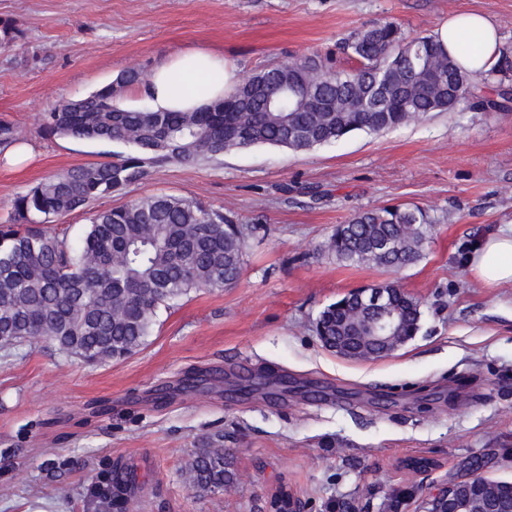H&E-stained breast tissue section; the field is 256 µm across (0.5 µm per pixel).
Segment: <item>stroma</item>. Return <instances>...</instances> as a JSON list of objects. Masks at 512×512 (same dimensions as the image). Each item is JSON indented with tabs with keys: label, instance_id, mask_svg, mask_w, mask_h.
Here are the masks:
<instances>
[{
	"label": "stroma",
	"instance_id": "stroma-1",
	"mask_svg": "<svg viewBox=\"0 0 512 512\" xmlns=\"http://www.w3.org/2000/svg\"><path fill=\"white\" fill-rule=\"evenodd\" d=\"M464 10L487 13L512 52V0H0V121L34 154L0 164V224L38 182L124 150L45 134L39 117L58 101L132 68L151 75L188 49L223 55L243 78L336 51L365 26L428 35ZM158 193L249 228L242 276L161 310L123 360L89 365L46 341L0 349V512H93L92 485L119 465L132 473L122 512H268L282 488L302 512H419L471 466L512 481V287H480L465 266L479 239L512 222V107L463 102L305 151L168 164L103 204ZM397 204L433 222L418 263L391 273L336 261L337 225ZM388 279L419 302V333L375 360L326 350L319 312ZM189 375L197 387L182 388ZM244 375L253 391L233 396ZM207 446L236 479L198 494L186 469ZM411 458L436 467L415 474Z\"/></svg>",
	"mask_w": 512,
	"mask_h": 512
}]
</instances>
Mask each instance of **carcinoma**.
I'll use <instances>...</instances> for the list:
<instances>
[{
	"mask_svg": "<svg viewBox=\"0 0 512 512\" xmlns=\"http://www.w3.org/2000/svg\"><path fill=\"white\" fill-rule=\"evenodd\" d=\"M349 64L331 55L262 68L243 78L224 98V112H167L122 107L105 87L91 94L98 111L72 112L64 101L40 117L49 135L125 143L133 151L117 160L69 170L37 183L13 202L16 222L0 224V348L33 337L88 364L124 359L150 336L160 308L192 291L237 283L244 264V228L224 212L172 194H155L124 206L92 212L80 242L67 243L48 224L144 179L163 164H186L254 146L295 151L329 144L356 132L379 134L432 112H450L470 99L484 111L512 101L502 76L512 60L502 53L486 71L463 69L435 48L429 36L409 38L394 23L353 32L343 43ZM388 87L384 107L361 90ZM431 221L417 205L360 211L332 234L329 249L347 266L374 264L389 271L423 254ZM411 239L396 251L371 258L380 237ZM393 290L405 330L419 332L420 304ZM344 310L329 304L315 321L325 343L341 335ZM187 481L208 493L235 481L224 449L199 448ZM105 509L122 503L121 478L96 481ZM507 481H473L462 498L478 499L475 512H490L508 494Z\"/></svg>",
	"mask_w": 512,
	"mask_h": 512,
	"instance_id": "obj_1",
	"label": "carcinoma"
}]
</instances>
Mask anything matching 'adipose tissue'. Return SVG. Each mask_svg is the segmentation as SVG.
Returning a JSON list of instances; mask_svg holds the SVG:
<instances>
[{
  "label": "adipose tissue",
  "instance_id": "adipose-tissue-1",
  "mask_svg": "<svg viewBox=\"0 0 512 512\" xmlns=\"http://www.w3.org/2000/svg\"><path fill=\"white\" fill-rule=\"evenodd\" d=\"M432 37L462 68L471 71L488 70L498 58L497 26L478 11L449 15ZM235 83L233 69L222 55L189 49L157 66L140 91L153 108L186 112L224 97ZM467 268L485 287L512 285V225L500 227L477 243L467 257Z\"/></svg>",
  "mask_w": 512,
  "mask_h": 512
}]
</instances>
